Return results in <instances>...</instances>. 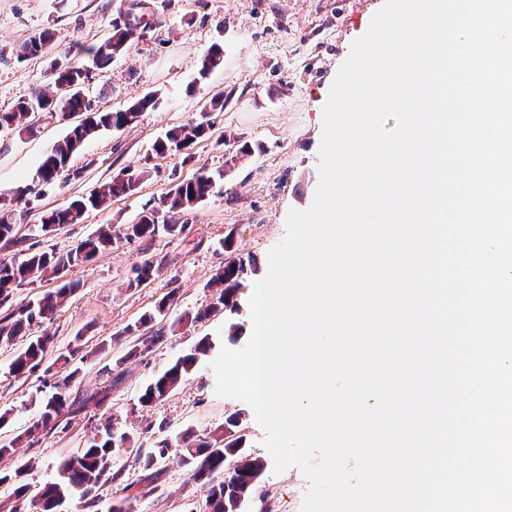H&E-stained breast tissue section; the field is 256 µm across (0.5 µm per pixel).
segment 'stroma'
I'll list each match as a JSON object with an SVG mask.
<instances>
[{"label":"stroma","instance_id":"35a3bbf8","mask_svg":"<svg viewBox=\"0 0 512 512\" xmlns=\"http://www.w3.org/2000/svg\"><path fill=\"white\" fill-rule=\"evenodd\" d=\"M150 25L146 39L116 57L104 70H93L85 82L89 98L105 110L127 108L147 93L158 105L119 131L89 139L75 154L68 172L24 202L14 190L33 175L44 154L66 135L69 125L38 114L25 116L33 133L0 129V206L13 209L16 231L0 240V261L31 252L64 253L109 227L135 223L144 211L164 212L163 199L174 184L200 171L224 167L227 153L249 145L253 153L226 172L210 195L188 217L182 233L159 234L138 241L114 239L105 250L71 271L77 288L44 332L54 338V353L78 351L71 366L77 373L68 390L70 409L60 425L34 444L19 436L37 413L35 401L50 393L67 369L37 370L15 377L8 365L17 345L0 344V410L12 415L0 429V441L17 439L18 453L32 466L24 480L35 488L54 481L61 460L84 448L104 424L135 441L134 450L112 458L119 480L97 489L93 502L76 500L70 512H108L116 501L129 502L133 512H202L206 491L173 448L186 432L208 437L224 420L242 414L246 446L268 457L265 431L250 405L215 393L210 358H203L174 392L150 406L139 403L145 385L202 336L216 348L242 349L251 335V316L242 313L240 338L228 336L223 311L213 310L217 292L208 285L227 258H254L259 276L268 272V253L284 236L290 210L308 209L319 181V148L323 108L338 70L353 42L368 29L385 0H143ZM132 0H0V112L15 111L51 79V61L80 60L104 40ZM54 35L46 56L18 57L19 46L40 31ZM216 42L224 45V66L200 79L202 55ZM224 95V109L211 113L207 136L188 149L159 155L155 141L173 127L194 120L212 96ZM147 170L132 194L108 199L87 210L80 223L55 231L41 229L42 216L72 200L103 190L123 168ZM153 261L154 275L132 286L135 269ZM176 299L171 316L210 309L200 322L180 325L176 332L143 355L127 358V334L144 313L168 293ZM70 366V367H71ZM108 389L100 405L88 398ZM172 448L157 460L160 472L152 492L133 494L139 481L141 455L161 442ZM310 486L299 469L282 473L266 469L247 512H302Z\"/></svg>","mask_w":512,"mask_h":512}]
</instances>
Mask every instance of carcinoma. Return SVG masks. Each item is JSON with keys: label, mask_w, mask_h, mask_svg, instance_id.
<instances>
[{"label": "carcinoma", "mask_w": 512, "mask_h": 512, "mask_svg": "<svg viewBox=\"0 0 512 512\" xmlns=\"http://www.w3.org/2000/svg\"><path fill=\"white\" fill-rule=\"evenodd\" d=\"M108 49L95 45L86 51L92 66L103 70L110 62L125 54L133 44L127 39V24L114 25L112 35L106 39ZM51 35L42 32L25 42L18 56H38L48 52ZM224 61V46L213 44L201 57L199 75L207 77L220 69ZM54 82L39 90L29 100L19 102L14 112L0 113V129L17 125V121L35 112L47 115L56 112H86L87 101L82 85L84 77L89 75L82 63L69 61L58 67L51 64ZM156 107V96L149 93L123 111H93V117L72 126L69 132L59 140L42 159L38 169L44 171L45 183L55 182L74 154L79 152L84 143L99 131L125 124H133L141 113ZM210 126L206 121H192L185 125L169 129L165 139L158 142L155 151L159 155L180 152L196 140L207 135ZM147 170L124 169L117 174L105 191L86 200L77 199L67 207L56 209L46 214L42 220V230L52 231L64 224L80 221L88 207H100L112 196L128 195L134 192L143 181ZM225 171L202 172L193 179L175 184L169 191L166 203V219L158 222L155 213L143 214L135 224L128 225L130 234L123 235L128 241L146 240L153 237L160 227L169 235L183 230V217L204 200L213 189L216 181L224 179ZM15 215L11 209H0V239L9 238L15 230ZM112 235L103 229L95 237L81 241L62 255L55 253H32L20 262L0 263V309H7V314L0 317V343H12L22 334L41 326L52 318L62 306L72 288L63 284L59 288L45 293L38 301L20 306L12 305L13 291L24 283L43 280L47 277L61 278V272L73 271L92 260L102 249L112 243ZM258 272V265L251 259L234 258L224 262V269L215 274L212 285L217 288L218 297L215 305L188 317L196 322L204 319L222 307L232 314L242 312L241 290L246 288L247 280ZM174 296L163 298L154 311L144 314L137 323L128 328V333L135 336V343L127 357L137 356L150 351L162 340L165 329L161 326L153 329V323H162ZM53 337L47 333L29 338L26 346L15 354L10 363V372L16 377L30 374L44 365L50 357ZM213 350L211 338L201 337L189 353L179 357L158 377L149 383L140 398V402L149 405L176 390L193 372L199 360ZM67 375L62 381L55 382V392L42 400L39 412L25 431L26 438L34 439L43 430L58 424L67 408L70 379ZM242 418L240 414L229 416L224 422L220 434L213 438L202 437L197 440L188 434L182 438L181 448L177 449L183 463L190 468L194 480L206 488L208 512H243L244 505L258 488L265 470V459L255 456L245 448V435L241 434ZM131 447L126 433L117 431L112 425H105L104 431L96 434L80 452L64 459L58 468L56 481L42 487L35 495H29V486L23 482L28 469V462L16 461V467L8 473L0 472V484L12 482L15 485V505L12 512H23L25 501L29 498L40 502V512H58L60 507L78 498L88 499L101 485L114 482L120 473L112 472V457L118 448ZM169 444L160 446L158 453H149L143 460V478L140 482L148 486L158 479V471L153 469L156 457H165ZM224 473L217 480L215 474Z\"/></svg>", "instance_id": "cac0c4a2"}]
</instances>
